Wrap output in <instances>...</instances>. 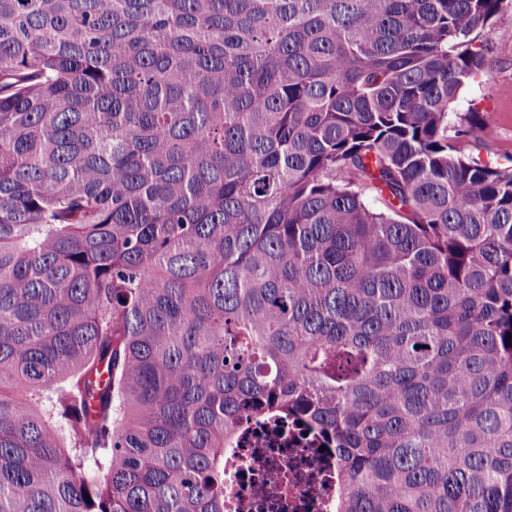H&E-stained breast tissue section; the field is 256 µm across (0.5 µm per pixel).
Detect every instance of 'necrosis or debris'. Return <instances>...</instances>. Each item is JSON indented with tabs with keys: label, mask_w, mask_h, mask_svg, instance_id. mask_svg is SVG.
<instances>
[{
	"label": "necrosis or debris",
	"mask_w": 512,
	"mask_h": 512,
	"mask_svg": "<svg viewBox=\"0 0 512 512\" xmlns=\"http://www.w3.org/2000/svg\"><path fill=\"white\" fill-rule=\"evenodd\" d=\"M334 459L297 433L250 425L224 456V512H332Z\"/></svg>",
	"instance_id": "1"
}]
</instances>
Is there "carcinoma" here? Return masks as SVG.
<instances>
[{"label": "carcinoma", "instance_id": "carcinoma-1", "mask_svg": "<svg viewBox=\"0 0 512 512\" xmlns=\"http://www.w3.org/2000/svg\"><path fill=\"white\" fill-rule=\"evenodd\" d=\"M504 2L0 0V512H224L250 419L512 512ZM504 4L502 13L483 35L487 45L482 77L462 92L454 112L465 115L478 112L485 126L481 156L507 163L512 156V4Z\"/></svg>", "mask_w": 512, "mask_h": 512}]
</instances>
